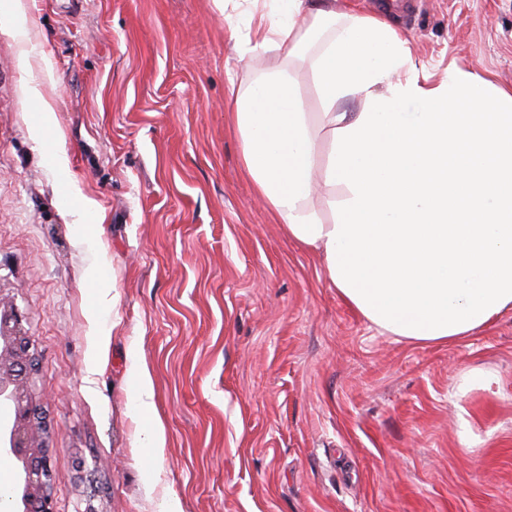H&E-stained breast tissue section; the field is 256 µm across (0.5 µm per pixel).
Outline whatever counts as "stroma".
<instances>
[{"instance_id": "stroma-1", "label": "stroma", "mask_w": 512, "mask_h": 512, "mask_svg": "<svg viewBox=\"0 0 512 512\" xmlns=\"http://www.w3.org/2000/svg\"><path fill=\"white\" fill-rule=\"evenodd\" d=\"M335 2L385 17L427 85L512 89V0ZM273 8L0 0V296L31 321L56 510L512 512V310L459 343L384 332L244 171L237 90L283 71L328 109L321 38L240 63L228 25ZM139 388L136 397V411L142 415L154 414V401L153 391L148 380V373L146 370L141 371L139 375Z\"/></svg>"}]
</instances>
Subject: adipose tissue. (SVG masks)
I'll return each mask as SVG.
<instances>
[{
	"label": "adipose tissue",
	"instance_id": "obj_1",
	"mask_svg": "<svg viewBox=\"0 0 512 512\" xmlns=\"http://www.w3.org/2000/svg\"><path fill=\"white\" fill-rule=\"evenodd\" d=\"M242 60L333 33L314 61L328 103L364 96L358 112H324L333 220L308 200L316 139L290 78L260 76L236 97L244 165L288 236L317 251L364 318L391 335L444 344L512 310V89L452 71L426 87L406 72V39L384 20L337 16L328 0H276ZM404 80H397L398 72ZM418 103L415 113L400 103Z\"/></svg>",
	"mask_w": 512,
	"mask_h": 512
}]
</instances>
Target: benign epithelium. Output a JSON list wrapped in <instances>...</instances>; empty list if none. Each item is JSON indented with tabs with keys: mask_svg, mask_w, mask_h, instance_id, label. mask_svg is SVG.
Returning <instances> with one entry per match:
<instances>
[{
	"mask_svg": "<svg viewBox=\"0 0 512 512\" xmlns=\"http://www.w3.org/2000/svg\"><path fill=\"white\" fill-rule=\"evenodd\" d=\"M28 317L0 297V455L11 457L18 476L8 492L10 512H56L51 494L52 468L35 423L37 408L29 377L35 361Z\"/></svg>",
	"mask_w": 512,
	"mask_h": 512,
	"instance_id": "1",
	"label": "benign epithelium"
}]
</instances>
